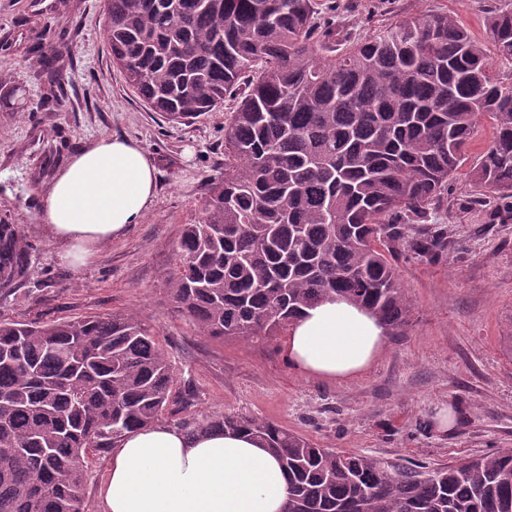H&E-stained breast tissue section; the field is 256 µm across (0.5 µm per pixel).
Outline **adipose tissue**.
Returning <instances> with one entry per match:
<instances>
[{
  "label": "adipose tissue",
  "instance_id": "ef3b65f1",
  "mask_svg": "<svg viewBox=\"0 0 512 512\" xmlns=\"http://www.w3.org/2000/svg\"><path fill=\"white\" fill-rule=\"evenodd\" d=\"M157 172L139 143L112 134L81 147L45 191L38 219L62 258L78 267L141 223ZM378 319L340 299L304 308L282 343L290 368L319 380L365 373L383 349ZM102 512H283L288 476L240 433L195 434L157 422L127 433L100 485Z\"/></svg>",
  "mask_w": 512,
  "mask_h": 512
}]
</instances>
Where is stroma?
Here are the masks:
<instances>
[{
	"mask_svg": "<svg viewBox=\"0 0 512 512\" xmlns=\"http://www.w3.org/2000/svg\"><path fill=\"white\" fill-rule=\"evenodd\" d=\"M351 2L353 11L337 10L333 20L356 38L446 11L486 42L488 13L512 10V0ZM104 20L103 0H0V219L19 225L37 249L27 284L0 297V319L138 316L179 385L196 392L182 416L163 415L171 425L246 413L325 448L431 468L512 450V199L478 204L482 191L462 164L439 213L448 249L430 263L409 240L397 244L410 321L387 332L379 358L356 379L297 374L282 356V329L205 336L175 311L168 277L182 226L200 216L208 184L224 173V118L236 99L168 122L113 68ZM112 133L152 158L155 199L142 223L74 268L38 225V191L78 147Z\"/></svg>",
	"mask_w": 512,
	"mask_h": 512,
	"instance_id": "1",
	"label": "stroma"
}]
</instances>
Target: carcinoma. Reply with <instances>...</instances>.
<instances>
[{
  "label": "carcinoma",
  "instance_id": "carcinoma-1",
  "mask_svg": "<svg viewBox=\"0 0 512 512\" xmlns=\"http://www.w3.org/2000/svg\"><path fill=\"white\" fill-rule=\"evenodd\" d=\"M112 67L154 112L224 122V176L182 226L168 278L201 333L270 336L320 300H348L388 329L408 324L396 243L432 220L479 120L492 140L469 171L512 197V11L487 19L492 48L443 11L362 39L318 0H104ZM440 228L415 237L436 259ZM36 249L0 221V291L26 282ZM135 315L0 319V512H85L88 456L166 410L193 405ZM221 428L260 440L288 475L285 512H512V451L432 470L322 448L279 424L229 413Z\"/></svg>",
  "mask_w": 512,
  "mask_h": 512
}]
</instances>
